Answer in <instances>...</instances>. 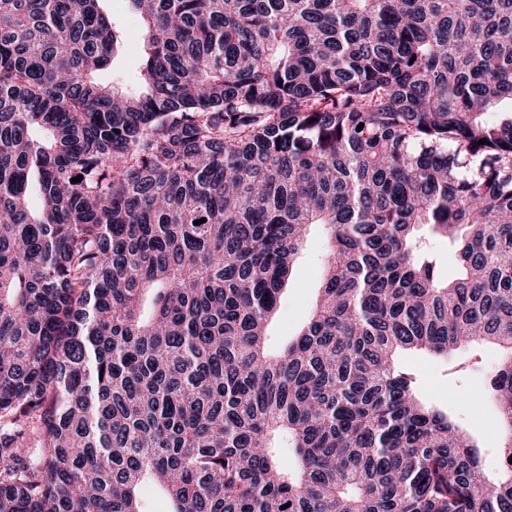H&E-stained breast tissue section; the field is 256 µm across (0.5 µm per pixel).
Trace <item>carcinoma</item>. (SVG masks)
I'll list each match as a JSON object with an SVG mask.
<instances>
[{"mask_svg":"<svg viewBox=\"0 0 512 512\" xmlns=\"http://www.w3.org/2000/svg\"><path fill=\"white\" fill-rule=\"evenodd\" d=\"M99 2L0 0V512H512V0H128L132 90ZM484 342L499 477L402 359ZM325 249L322 231L316 228L301 252L294 277L283 295L274 335L290 336L305 320L322 276Z\"/></svg>","mask_w":512,"mask_h":512,"instance_id":"1","label":"carcinoma"}]
</instances>
